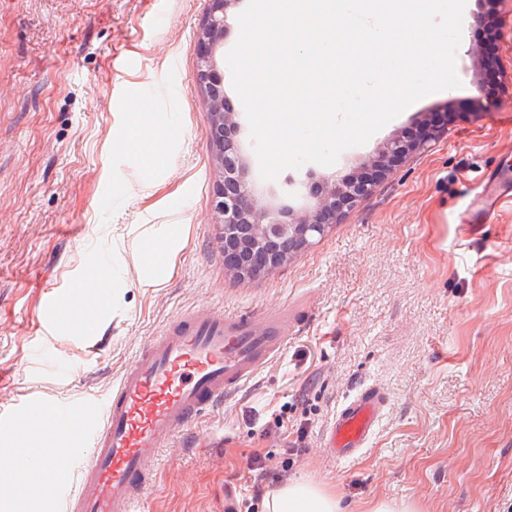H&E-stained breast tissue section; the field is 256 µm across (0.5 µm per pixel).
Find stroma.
Listing matches in <instances>:
<instances>
[{
    "mask_svg": "<svg viewBox=\"0 0 512 512\" xmlns=\"http://www.w3.org/2000/svg\"><path fill=\"white\" fill-rule=\"evenodd\" d=\"M208 0H0V406L109 395L139 349L189 308L297 307L287 349L165 447L138 512H227L254 500L253 451L280 453L265 493L304 480L351 512L385 500L416 512H512V197L486 223L469 203L512 178V0H467L460 87L426 96L331 166L285 169L270 189L301 203L309 170L344 177L438 113L424 150L300 256L255 280L224 268L212 199L219 173L192 81ZM492 11L500 88L483 87ZM164 270L140 284L147 247ZM121 285L89 337L47 329V295L83 289L98 254ZM48 346L71 369L35 362ZM390 405L357 459L321 436L366 385ZM287 428L276 425L278 415Z\"/></svg>",
    "mask_w": 512,
    "mask_h": 512,
    "instance_id": "stroma-1",
    "label": "stroma"
}]
</instances>
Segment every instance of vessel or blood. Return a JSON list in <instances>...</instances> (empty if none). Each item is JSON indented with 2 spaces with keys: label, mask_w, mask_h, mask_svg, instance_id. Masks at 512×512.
I'll use <instances>...</instances> for the list:
<instances>
[{
  "label": "vessel or blood",
  "mask_w": 512,
  "mask_h": 512,
  "mask_svg": "<svg viewBox=\"0 0 512 512\" xmlns=\"http://www.w3.org/2000/svg\"><path fill=\"white\" fill-rule=\"evenodd\" d=\"M102 311L74 295H50L42 318L48 328L73 326L84 335ZM295 322L284 307L235 315L195 309L175 316L135 355L106 400L87 395L59 407L32 399L1 408L0 493L12 492L13 475L24 474L42 482L50 510L63 499L70 512H135L165 444L281 355ZM388 404L375 386L346 399L322 436L328 456L360 455ZM47 424L68 447L90 448V456L66 466L53 449L33 445L29 432Z\"/></svg>",
  "instance_id": "vessel-or-blood-1"
}]
</instances>
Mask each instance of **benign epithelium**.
I'll list each match as a JSON object with an SVG mask.
<instances>
[{"mask_svg": "<svg viewBox=\"0 0 512 512\" xmlns=\"http://www.w3.org/2000/svg\"><path fill=\"white\" fill-rule=\"evenodd\" d=\"M240 0H209L197 33L198 64L194 84L204 94L209 112V141L220 179L213 197V224L224 254V268L239 280H254L305 252L373 192L376 178L401 157L427 142V137H396L378 151L375 173L347 178L311 173L304 202H283L272 190L255 183L241 133V124L224 90L216 62L217 48L229 32V12Z\"/></svg>", "mask_w": 512, "mask_h": 512, "instance_id": "7a95c632", "label": "benign epithelium"}]
</instances>
